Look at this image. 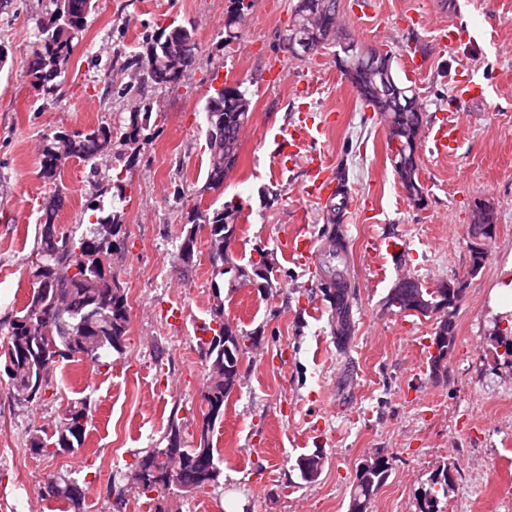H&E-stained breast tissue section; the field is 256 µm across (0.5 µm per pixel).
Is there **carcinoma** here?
I'll return each instance as SVG.
<instances>
[{"label":"carcinoma","mask_w":512,"mask_h":512,"mask_svg":"<svg viewBox=\"0 0 512 512\" xmlns=\"http://www.w3.org/2000/svg\"><path fill=\"white\" fill-rule=\"evenodd\" d=\"M317 11L322 43L336 40V14L339 0H308ZM55 8L46 13L40 25V43L35 50V61L30 71L34 87L50 93L56 79L70 65L73 41L84 29L87 16L94 7V0H53ZM251 5L245 0H232V7L224 16V44L238 37V30L245 21ZM200 63L198 44L193 28L177 25L160 28L147 37L142 50L134 54L133 65L144 75V80L167 86L177 83L183 73ZM345 67L343 74L356 89L360 104L370 107V98L376 93L366 70H351L352 53L338 59ZM252 101L243 83L232 81L207 97L203 110L206 114V139L208 143V189L218 188L224 177L235 168L239 158L241 134L251 117ZM151 113L131 112L122 134L123 142L135 149L145 144L144 131ZM425 120L424 112L407 110L394 113L391 123L385 117L387 140L395 138L405 145L404 166L419 162L414 151L416 129ZM112 127L100 124L89 130L59 131L45 135L39 160V174L47 181L59 176L62 165L69 158H78L97 169L99 159L113 156L114 159L132 162L133 151L126 155L113 151ZM60 201L52 199L46 208L37 259L33 264L32 277L36 278L31 298L19 314L10 321L6 343L0 346V359H4V371L9 378L14 399L22 404L41 400L52 388L54 370L45 367L43 353L50 348L60 354V361H76L87 358L98 364L112 353L124 350L129 330L130 304L112 267V253L119 243L108 240L116 235L121 224L117 215L99 217L88 224L80 235L62 233L55 237L51 232L53 215ZM241 204L232 200L222 207L204 214L193 213L188 228L178 246L177 256L183 248L196 243L200 226L209 230V253L217 275L233 274L234 278L250 281L254 278L268 279L272 262L265 253L250 267L239 266L224 251V241L235 237V220ZM330 277L329 297L333 304L336 326L334 335L347 341L353 332L349 288ZM436 303L444 299L440 289H428L415 280L407 282L398 293H388L386 304L402 313L419 298ZM229 337V349L224 343L208 340L202 348L207 363V379L201 415L215 410L224 416V406L231 391L224 389V371H229L235 382H240V366L243 350L237 348L241 333L229 324H223V332L213 335ZM91 419L90 405L82 402L69 406L48 436L42 429H35L28 440L32 451L44 455H57L63 451L74 453L84 442L86 427ZM214 425L207 426L197 445L180 444L177 451L191 461V465L179 476L170 477L167 461L163 459L165 449L146 451L137 463L136 470L144 474L145 490L161 493L172 485L189 492L218 481L219 452L213 446ZM389 469L388 459L382 467L369 476L355 475L350 493L348 512H370L372 501L384 483ZM52 487L49 497L67 502L73 512H81L85 490L74 479L58 473L45 481Z\"/></svg>","instance_id":"cac0c4a2"}]
</instances>
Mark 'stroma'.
Segmentation results:
<instances>
[{
	"label": "stroma",
	"instance_id": "obj_1",
	"mask_svg": "<svg viewBox=\"0 0 512 512\" xmlns=\"http://www.w3.org/2000/svg\"><path fill=\"white\" fill-rule=\"evenodd\" d=\"M297 0H254L232 43L224 41L229 0H96L71 62L45 94L29 64L39 22L51 0H8L0 8V335L32 291L45 206L62 204L58 231L117 214L121 247L112 255L132 302L123 353L105 365L63 363L54 392L35 404L17 402L0 370V512H15L27 490L34 512H67L42 497L47 476L67 472L87 489L83 512H347L357 465L383 452L390 467L371 512H419L434 496L441 512H512V370L498 367L490 334L512 335V0H339L348 40L386 50L426 114L418 149L424 202L408 201L388 159L387 131L362 110L336 66L338 44L305 60L283 39ZM195 29L202 63L177 84H143L134 94L126 61L145 31L170 23ZM466 23L454 46L439 31ZM287 69L270 83L269 68ZM472 75L484 98L461 114L463 139L452 155L431 150L455 105L460 76ZM244 82L253 112L241 135L236 168L219 189L207 188L203 104L215 88ZM150 106L148 143L131 165L100 162L97 170L68 160L60 178L37 174L45 134L99 124L122 134L135 102ZM318 124L317 145L348 197L338 225L348 242L354 331L337 345L319 252L309 263L289 255L296 228L324 235L326 202L307 196L305 163L283 167L297 117ZM125 201L113 203L115 185ZM242 203L231 257L241 266L268 253L273 270L214 290L206 232L199 254L182 271L176 252L193 209ZM496 207L498 223L479 271L471 269L475 203ZM392 243L380 269L364 247ZM423 287L459 281L455 342L432 373L435 321L386 309L400 274ZM251 335L237 390L218 421L213 444L223 474L218 485L190 493L142 494L125 473L145 451L162 448L171 423L185 443L197 439L206 363L199 347L215 311ZM88 400L91 422L76 454L47 456L28 445L33 429L53 431L66 408ZM321 452L318 478L305 482L299 457ZM452 482L439 484L441 472Z\"/></svg>",
	"mask_w": 512,
	"mask_h": 512
}]
</instances>
